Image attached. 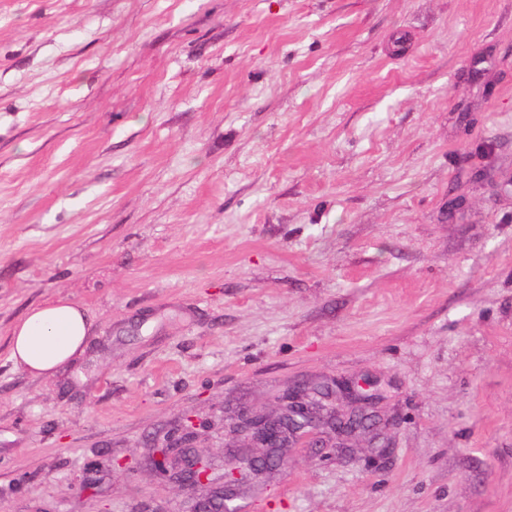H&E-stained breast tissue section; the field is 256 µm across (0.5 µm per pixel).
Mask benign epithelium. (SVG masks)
<instances>
[{"mask_svg":"<svg viewBox=\"0 0 512 512\" xmlns=\"http://www.w3.org/2000/svg\"><path fill=\"white\" fill-rule=\"evenodd\" d=\"M281 406L273 414L242 406L231 423V431L249 441L243 448L228 449L220 478L212 477L210 459L190 446L193 426L182 425L155 445L150 460L162 477L189 492L193 512H224V498L237 493L262 475L288 466L287 448L296 447L305 436L323 437L330 431L336 438H348L364 428L380 435L381 421L371 410L369 396L350 380L333 379L318 389L304 383L290 388L280 398ZM252 448L265 453L255 456Z\"/></svg>","mask_w":512,"mask_h":512,"instance_id":"obj_1","label":"benign epithelium"}]
</instances>
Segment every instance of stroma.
Instances as JSON below:
<instances>
[{"mask_svg":"<svg viewBox=\"0 0 512 512\" xmlns=\"http://www.w3.org/2000/svg\"><path fill=\"white\" fill-rule=\"evenodd\" d=\"M335 378L381 438L241 512H512V0H0V512H189L156 439ZM91 327L86 311L71 301L45 302L13 325L10 359L31 375H53L82 353Z\"/></svg>","mask_w":512,"mask_h":512,"instance_id":"35a3bbf8","label":"stroma"}]
</instances>
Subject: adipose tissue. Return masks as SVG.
I'll return each mask as SVG.
<instances>
[{
  "label": "adipose tissue",
  "mask_w": 512,
  "mask_h": 512,
  "mask_svg": "<svg viewBox=\"0 0 512 512\" xmlns=\"http://www.w3.org/2000/svg\"><path fill=\"white\" fill-rule=\"evenodd\" d=\"M91 327L86 311L71 301L45 302L13 325L10 358L31 375H53L82 353Z\"/></svg>",
  "instance_id": "ef3b65f1"
}]
</instances>
